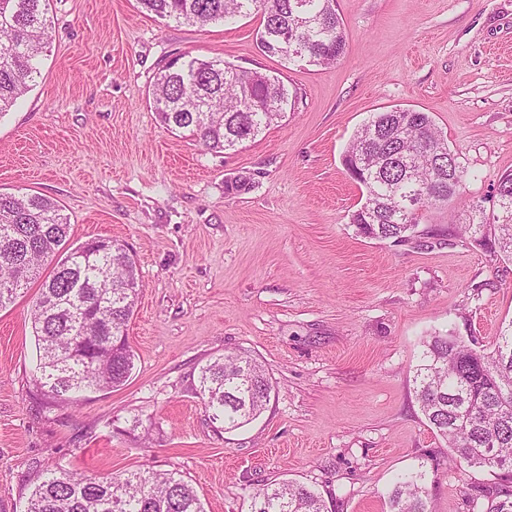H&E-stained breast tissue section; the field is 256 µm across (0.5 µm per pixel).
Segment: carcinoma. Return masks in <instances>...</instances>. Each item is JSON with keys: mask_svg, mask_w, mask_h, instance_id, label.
<instances>
[{"mask_svg": "<svg viewBox=\"0 0 512 512\" xmlns=\"http://www.w3.org/2000/svg\"><path fill=\"white\" fill-rule=\"evenodd\" d=\"M177 24L206 26L236 16L262 17L260 49L289 63H336L345 52L336 0H137ZM50 0H0V115L35 85L50 42ZM154 110L171 132L186 130L205 149L223 152L255 139L284 117L288 88L279 78L221 59H175L152 89ZM344 165L357 167L365 197L351 216L357 234L406 242L430 209L460 194L468 171L429 114L409 108L375 112L356 131ZM486 215L472 206L466 230L498 260L512 262V195ZM0 309L53 264L33 301L31 325L43 385L55 395L125 384L135 367L128 325L142 284L124 244L95 239L74 245L70 220L39 194L0 192ZM413 383L429 426L448 443L455 465L492 472L472 489L486 512H512V322L488 348L452 333L423 341ZM274 386L263 365L227 354L200 368L197 394L224 429L256 420ZM427 472L398 477L388 512H430ZM26 512H205L193 487L173 471L134 470L109 480L52 473L32 490ZM251 512H326L321 494L292 481L268 482Z\"/></svg>", "mask_w": 512, "mask_h": 512, "instance_id": "obj_1", "label": "carcinoma"}]
</instances>
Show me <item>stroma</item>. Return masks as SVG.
Returning <instances> with one entry per match:
<instances>
[{"label": "stroma", "mask_w": 512, "mask_h": 512, "mask_svg": "<svg viewBox=\"0 0 512 512\" xmlns=\"http://www.w3.org/2000/svg\"><path fill=\"white\" fill-rule=\"evenodd\" d=\"M347 36L333 65L285 63L256 43L260 16L203 28L137 0H51L33 90L0 116V191L63 206L70 240L112 238L142 290L121 387L79 398L39 379L30 286L0 310V512H25L46 471L169 470L206 512H251L272 480L317 489L328 512H386L394 477L424 467L431 512H470L491 472L448 460L421 414L413 370L437 332L490 346L512 322V262L456 234L512 172V0H336ZM176 57L279 76L292 108L235 151L171 133L152 104ZM429 113L469 172L418 235H356L362 191L345 150L372 113ZM251 177L230 194L227 179ZM258 358L276 393L251 424L217 428L198 373Z\"/></svg>", "instance_id": "obj_1"}]
</instances>
